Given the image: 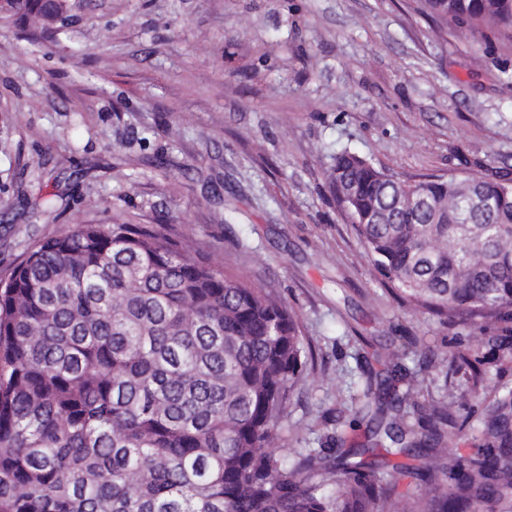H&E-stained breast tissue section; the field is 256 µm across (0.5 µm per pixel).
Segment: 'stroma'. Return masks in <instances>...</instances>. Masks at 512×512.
Wrapping results in <instances>:
<instances>
[{"label": "stroma", "instance_id": "obj_1", "mask_svg": "<svg viewBox=\"0 0 512 512\" xmlns=\"http://www.w3.org/2000/svg\"><path fill=\"white\" fill-rule=\"evenodd\" d=\"M0 19V277L79 224L191 240L266 289L310 348L273 445L350 439L368 371L408 348L416 399L472 402L437 362L465 325L382 282L325 179L349 150L398 179L512 177V43L460 39L416 0H68ZM40 166H32L31 158ZM3 2L5 4L0 5L1 14L24 20L34 28H54L67 19V0H5L1 3Z\"/></svg>", "mask_w": 512, "mask_h": 512}]
</instances>
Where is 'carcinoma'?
<instances>
[{"mask_svg": "<svg viewBox=\"0 0 512 512\" xmlns=\"http://www.w3.org/2000/svg\"><path fill=\"white\" fill-rule=\"evenodd\" d=\"M464 38L512 41V0H419ZM67 0H5L49 29ZM378 273L402 299L512 358V181L405 183L359 155L326 171ZM405 353L369 379L364 440L285 463L270 449L307 349L270 293L140 224H79L0 279V512H512V388L483 399L478 445L449 406L402 421L417 378ZM470 391L487 360L459 346ZM429 485L400 506L395 476Z\"/></svg>", "mask_w": 512, "mask_h": 512, "instance_id": "1", "label": "carcinoma"}]
</instances>
